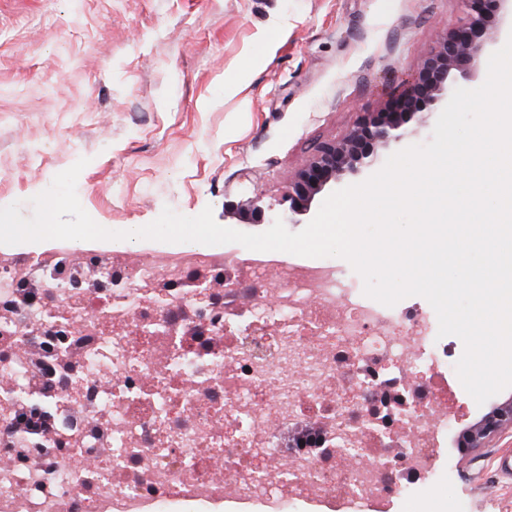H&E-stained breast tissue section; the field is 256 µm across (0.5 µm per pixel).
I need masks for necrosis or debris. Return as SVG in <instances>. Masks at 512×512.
<instances>
[{"mask_svg": "<svg viewBox=\"0 0 512 512\" xmlns=\"http://www.w3.org/2000/svg\"><path fill=\"white\" fill-rule=\"evenodd\" d=\"M0 252V512H457L425 496L453 337L326 260L186 245L102 272Z\"/></svg>", "mask_w": 512, "mask_h": 512, "instance_id": "necrosis-or-debris-1", "label": "necrosis or debris"}]
</instances>
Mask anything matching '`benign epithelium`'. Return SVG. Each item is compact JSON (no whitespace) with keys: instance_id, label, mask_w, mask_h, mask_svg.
Returning <instances> with one entry per match:
<instances>
[{"instance_id":"7a95c632","label":"benign epithelium","mask_w":512,"mask_h":512,"mask_svg":"<svg viewBox=\"0 0 512 512\" xmlns=\"http://www.w3.org/2000/svg\"><path fill=\"white\" fill-rule=\"evenodd\" d=\"M464 21L450 32L425 58L413 79L393 95L385 111L365 112L357 127L340 141L324 142L317 147L307 166L288 189V206L279 212L261 196L251 200L252 221L280 218L286 224H302L309 217L315 196L323 192L336 173L356 172L377 161L381 145L401 141L407 124L416 112L434 110L452 96L456 75L468 71L490 27L491 19L503 0H459ZM512 428V402L501 404L462 435L461 447L475 453L504 429Z\"/></svg>"}]
</instances>
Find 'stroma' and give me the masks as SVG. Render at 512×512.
Here are the masks:
<instances>
[{"mask_svg":"<svg viewBox=\"0 0 512 512\" xmlns=\"http://www.w3.org/2000/svg\"><path fill=\"white\" fill-rule=\"evenodd\" d=\"M459 0H0V207L77 233L126 231L164 208L247 233L254 194L278 204L316 147L345 137L462 23ZM512 34L503 13L460 87ZM245 80L226 93L225 84ZM459 424L437 495L460 512H512V432L464 454L477 404L456 372Z\"/></svg>","mask_w":512,"mask_h":512,"instance_id":"obj_1","label":"stroma"}]
</instances>
